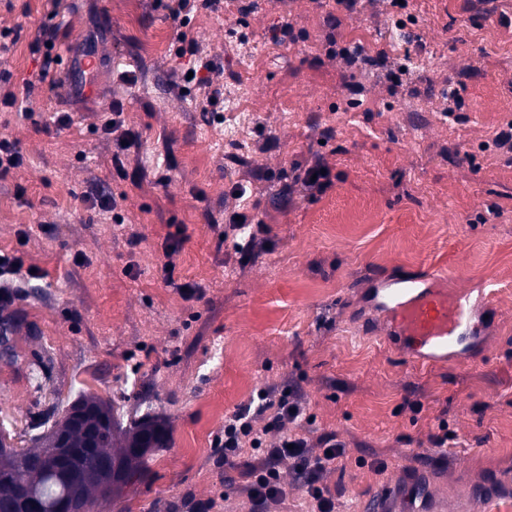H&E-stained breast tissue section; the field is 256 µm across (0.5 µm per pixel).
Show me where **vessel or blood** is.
<instances>
[{"label": "vessel or blood", "mask_w": 512, "mask_h": 512, "mask_svg": "<svg viewBox=\"0 0 512 512\" xmlns=\"http://www.w3.org/2000/svg\"><path fill=\"white\" fill-rule=\"evenodd\" d=\"M68 77L88 78L96 67L92 56L65 55ZM444 266L429 267L425 276H370L364 333L377 337L416 368L470 362L476 351H488L489 331L497 312L488 288L449 290ZM480 512H512V495L491 490L478 499ZM443 502L424 481L407 486L404 502L369 499L367 512H442Z\"/></svg>", "instance_id": "obj_1"}]
</instances>
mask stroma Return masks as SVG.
Instances as JSON below:
<instances>
[{"label":"stroma","mask_w":512,"mask_h":512,"mask_svg":"<svg viewBox=\"0 0 512 512\" xmlns=\"http://www.w3.org/2000/svg\"><path fill=\"white\" fill-rule=\"evenodd\" d=\"M254 3L245 15L222 0L183 27L160 0H0V30L16 34L0 53L12 74L0 137L24 155L0 179V252L39 272L0 312L13 349L0 354V425L28 445L34 418L60 417L82 393L113 400L124 424L163 419L170 444L150 479L91 512H194L224 492L228 512H250L242 467H218L214 444L225 416L290 385L310 428L345 447L326 477L336 512H362L416 477L451 499L496 475L512 481V149L497 139L512 129L506 4L361 0L349 14L333 0ZM52 23L57 49L94 37L89 86H69L59 65L42 75L30 45ZM183 29L224 73L222 121L184 79L194 58L179 53ZM333 41L379 61L329 57ZM116 102L139 135L120 171L102 130ZM57 112L69 126L43 132ZM318 157L332 184L313 197L293 177ZM95 188L113 211L84 203ZM237 211L268 241L243 267L234 239L218 243L213 229ZM178 229L168 281L162 244ZM132 230L143 236L134 249ZM435 258L451 286L493 291L499 321L481 368L419 371L356 333L371 271L398 276ZM187 282L203 297L184 298ZM441 433L445 447H431Z\"/></svg>","instance_id":"obj_1"}]
</instances>
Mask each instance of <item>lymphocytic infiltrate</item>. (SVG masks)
<instances>
[{"instance_id": "lymphocytic-infiltrate-1", "label": "lymphocytic infiltrate", "mask_w": 512, "mask_h": 512, "mask_svg": "<svg viewBox=\"0 0 512 512\" xmlns=\"http://www.w3.org/2000/svg\"><path fill=\"white\" fill-rule=\"evenodd\" d=\"M257 415L267 418L259 431L252 425ZM307 422V402L293 388L265 391L257 405H242L225 417L224 438L215 444L219 463L231 467L248 455L263 458L260 467L247 473L252 512H270L273 505L285 500L288 491L280 480L284 464L289 465L315 512H335L325 478L343 458L344 446L335 434H314Z\"/></svg>"}]
</instances>
